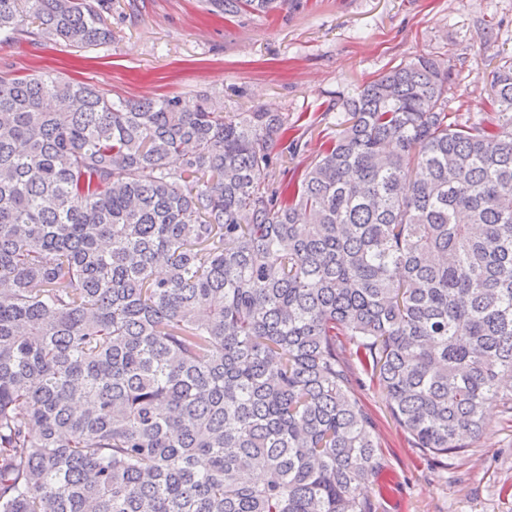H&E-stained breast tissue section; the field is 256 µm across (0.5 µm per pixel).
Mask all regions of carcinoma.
<instances>
[{
	"mask_svg": "<svg viewBox=\"0 0 512 512\" xmlns=\"http://www.w3.org/2000/svg\"><path fill=\"white\" fill-rule=\"evenodd\" d=\"M105 10L0 0V35L100 46ZM450 77L390 69L301 168L283 113L0 80V512H373L342 336L438 461L511 415L512 65L490 124Z\"/></svg>",
	"mask_w": 512,
	"mask_h": 512,
	"instance_id": "carcinoma-1",
	"label": "carcinoma"
}]
</instances>
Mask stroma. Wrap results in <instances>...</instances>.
I'll use <instances>...</instances> for the list:
<instances>
[{"instance_id": "stroma-1", "label": "stroma", "mask_w": 512, "mask_h": 512, "mask_svg": "<svg viewBox=\"0 0 512 512\" xmlns=\"http://www.w3.org/2000/svg\"><path fill=\"white\" fill-rule=\"evenodd\" d=\"M110 44L77 49L24 33L0 41V78L59 73L115 100L200 92L226 111L283 112L315 156L336 134V105L397 65L451 66L449 119L490 120V82L512 61V0H288L270 16L211 14L204 0H111ZM380 468L375 512H512V418L492 412L473 448L439 465L413 446L381 389L356 371Z\"/></svg>"}]
</instances>
